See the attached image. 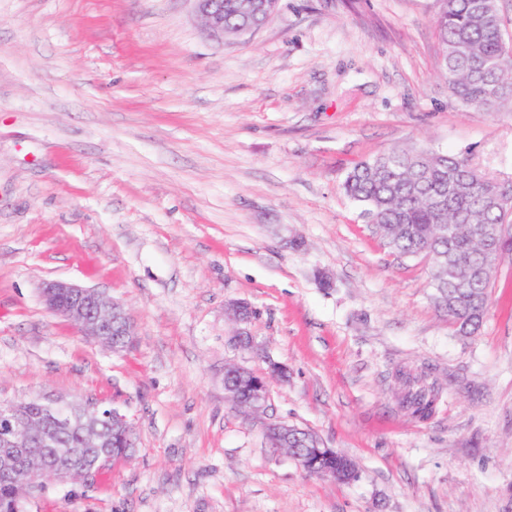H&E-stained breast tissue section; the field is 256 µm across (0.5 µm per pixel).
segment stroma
Here are the masks:
<instances>
[{
  "label": "stroma",
  "mask_w": 512,
  "mask_h": 512,
  "mask_svg": "<svg viewBox=\"0 0 512 512\" xmlns=\"http://www.w3.org/2000/svg\"><path fill=\"white\" fill-rule=\"evenodd\" d=\"M440 10L279 0L220 41L190 0H0V401L97 400L137 437L26 512H512V252L460 334L430 262L389 252L343 190L392 148L512 181V104L450 93ZM55 280L120 303L131 344L47 310ZM274 362L288 380L265 410L230 400L225 368ZM401 368L439 383L429 417ZM272 424L314 431L357 479L308 474Z\"/></svg>",
  "instance_id": "35a3bbf8"
}]
</instances>
